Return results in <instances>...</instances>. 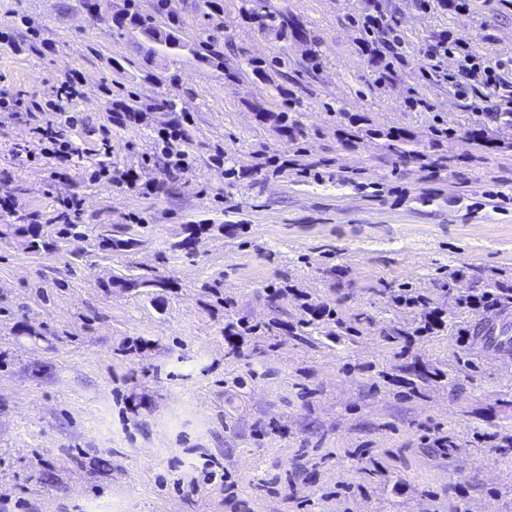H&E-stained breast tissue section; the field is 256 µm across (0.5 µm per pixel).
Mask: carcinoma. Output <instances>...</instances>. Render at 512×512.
<instances>
[{
  "mask_svg": "<svg viewBox=\"0 0 512 512\" xmlns=\"http://www.w3.org/2000/svg\"><path fill=\"white\" fill-rule=\"evenodd\" d=\"M241 11L245 17L252 21L259 17L258 30L262 33H273L282 41H302L307 47L309 60L317 58L316 41L310 37L303 24L296 21L287 11L276 7L272 0H242ZM117 28L124 29L131 26L139 30L148 40L165 45L178 41L176 30L170 27L162 28L151 15H143L139 12L127 11L115 19ZM364 37L361 41V50L370 56L374 66L375 82L384 83L393 78L394 64L381 50V46L389 42L394 36L395 28L389 21L375 27L367 25L366 20H361ZM245 65L251 74L257 78H264L268 73L282 67H288V56L283 55L272 59L250 57L245 60ZM256 121L270 127L283 140L293 143L297 140L296 134L301 122L298 117L292 116L287 111L274 112L261 104L252 107ZM365 117L354 115L349 117V129L354 133H363L365 136L380 141L382 149L398 157L417 158L425 155V150L432 149L453 135L448 129H434L431 136L424 140L413 132L402 128L362 129L359 122ZM42 214L37 211L30 212L21 217L20 224H3L0 226V236L12 237L20 248L33 250L40 247V232L42 228ZM127 228L122 224H111L97 235L98 247L103 250H120L130 246V240L124 238ZM118 285L136 294H153L156 290L169 287L162 277L153 273L130 274L118 281ZM392 302L401 307L420 309V325L417 331L428 333L434 329L435 311L430 309L429 302L422 296H414L410 292L401 290L393 295ZM304 318L298 322L297 329L302 336H311L321 332L322 326L327 323H336L346 332L357 331V326L368 320L364 312L356 313L352 323L347 324L339 317L336 308L324 303L306 301L303 303ZM282 324L278 320H272L266 324H253L245 318L232 319L224 324V335L231 336H264L271 338L279 335Z\"/></svg>",
  "mask_w": 512,
  "mask_h": 512,
  "instance_id": "cac0c4a2",
  "label": "carcinoma"
}]
</instances>
